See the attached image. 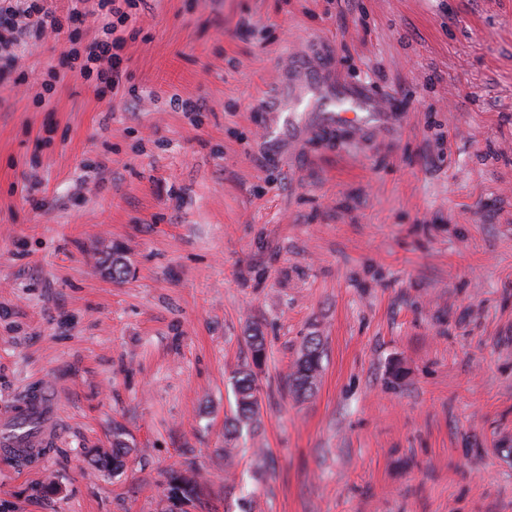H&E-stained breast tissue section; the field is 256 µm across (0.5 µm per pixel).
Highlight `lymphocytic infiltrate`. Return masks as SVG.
Listing matches in <instances>:
<instances>
[{
	"label": "lymphocytic infiltrate",
	"instance_id": "1",
	"mask_svg": "<svg viewBox=\"0 0 512 512\" xmlns=\"http://www.w3.org/2000/svg\"><path fill=\"white\" fill-rule=\"evenodd\" d=\"M66 16L47 8L44 0H0V59L16 62L18 50L47 34L65 35L69 43L67 66L87 82L119 89L126 76L122 50L134 17L146 11L149 0H70ZM93 15L99 37L81 49L80 20Z\"/></svg>",
	"mask_w": 512,
	"mask_h": 512
}]
</instances>
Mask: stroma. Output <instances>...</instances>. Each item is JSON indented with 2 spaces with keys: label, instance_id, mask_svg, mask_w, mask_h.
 <instances>
[{
  "label": "stroma",
  "instance_id": "1",
  "mask_svg": "<svg viewBox=\"0 0 512 512\" xmlns=\"http://www.w3.org/2000/svg\"><path fill=\"white\" fill-rule=\"evenodd\" d=\"M132 26L134 96L54 35L18 58L63 71L49 102L0 86V404L48 383L63 421L41 467L0 459V512H166L188 463L189 512H512V0H149ZM322 60L383 120L277 121ZM117 426L119 476L93 467ZM252 363L240 366L234 372L236 410L227 422L226 435L233 436L243 427L250 426L260 410L259 385L255 369L260 367L265 356V338L258 329L249 336ZM322 343L317 336H311L287 375L286 384L298 398L313 394L320 375ZM198 484L194 469L187 466L182 470H172L166 478L167 511L187 512V506L197 496Z\"/></svg>",
  "mask_w": 512,
  "mask_h": 512
}]
</instances>
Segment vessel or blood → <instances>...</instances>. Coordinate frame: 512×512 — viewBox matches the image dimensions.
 <instances>
[{
  "label": "vessel or blood",
  "instance_id": "vessel-or-blood-1",
  "mask_svg": "<svg viewBox=\"0 0 512 512\" xmlns=\"http://www.w3.org/2000/svg\"><path fill=\"white\" fill-rule=\"evenodd\" d=\"M308 80L311 88L321 90L324 118L331 125L354 130L367 126L365 112L371 109L372 101L362 90L347 88L337 91L326 86L314 74L309 75ZM60 432L57 393L52 387H43L37 398L25 395L0 406V454L35 455L37 448L45 446Z\"/></svg>",
  "mask_w": 512,
  "mask_h": 512
}]
</instances>
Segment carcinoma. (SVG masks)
I'll return each mask as SVG.
<instances>
[{"label": "carcinoma", "mask_w": 512, "mask_h": 512, "mask_svg": "<svg viewBox=\"0 0 512 512\" xmlns=\"http://www.w3.org/2000/svg\"><path fill=\"white\" fill-rule=\"evenodd\" d=\"M252 363L240 366L234 372V392L236 410L227 422L226 435L232 437L241 428L253 424L260 410L259 385L255 369L260 367L265 356V338L262 332L254 330L249 336ZM322 343L316 336L310 337L292 370L287 375L286 384L299 398L313 394L320 375ZM125 444L120 433L113 435L112 451H98V463L116 474L124 468ZM198 484L194 469L190 466L182 470H173L166 478V497L168 512H187V506L197 496Z\"/></svg>", "instance_id": "obj_1"}]
</instances>
